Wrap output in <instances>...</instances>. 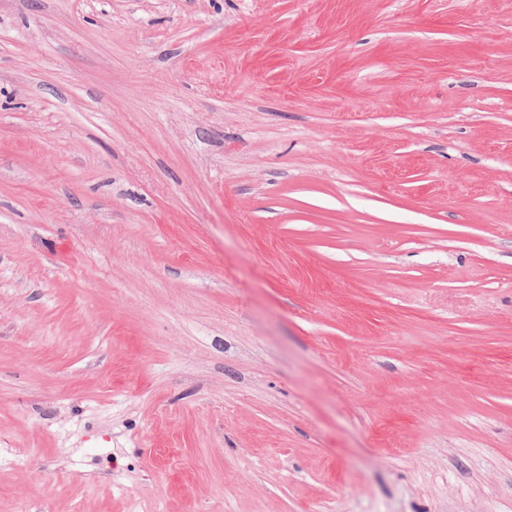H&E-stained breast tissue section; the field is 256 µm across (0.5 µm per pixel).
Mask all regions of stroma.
Masks as SVG:
<instances>
[{
  "label": "stroma",
  "mask_w": 512,
  "mask_h": 512,
  "mask_svg": "<svg viewBox=\"0 0 512 512\" xmlns=\"http://www.w3.org/2000/svg\"><path fill=\"white\" fill-rule=\"evenodd\" d=\"M0 512H512V0H0Z\"/></svg>",
  "instance_id": "1"
}]
</instances>
